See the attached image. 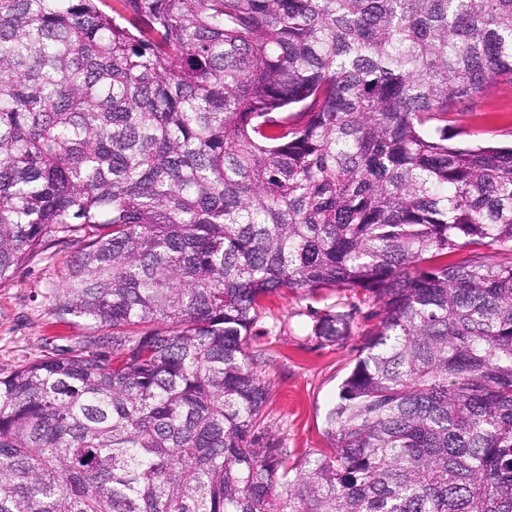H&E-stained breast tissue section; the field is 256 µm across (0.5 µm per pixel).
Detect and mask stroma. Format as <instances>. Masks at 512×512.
<instances>
[{"label": "stroma", "mask_w": 512, "mask_h": 512, "mask_svg": "<svg viewBox=\"0 0 512 512\" xmlns=\"http://www.w3.org/2000/svg\"><path fill=\"white\" fill-rule=\"evenodd\" d=\"M453 127L486 142L511 144L512 91L492 90L472 111L456 114ZM74 251L60 237H49L12 280L0 284V374L97 338L84 320L55 311ZM344 300L342 292L331 288L282 292L267 299L252 328L251 345L262 354L259 370L269 382L259 440L280 443L296 459L327 447L325 411L375 325L371 306L363 305L353 316L347 340L331 343L313 336L316 315L336 310Z\"/></svg>", "instance_id": "35a3bbf8"}]
</instances>
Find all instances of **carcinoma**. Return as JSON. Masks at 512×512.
Returning <instances> with one entry per match:
<instances>
[{
    "mask_svg": "<svg viewBox=\"0 0 512 512\" xmlns=\"http://www.w3.org/2000/svg\"><path fill=\"white\" fill-rule=\"evenodd\" d=\"M0 0V283L110 336L0 376V512H512V0ZM378 319L330 447L259 443L279 291ZM352 313L313 335L351 336ZM449 123L453 132L475 134L486 142L510 145L512 142V91L492 90L470 112L454 115Z\"/></svg>",
    "mask_w": 512,
    "mask_h": 512,
    "instance_id": "cac0c4a2",
    "label": "carcinoma"
}]
</instances>
